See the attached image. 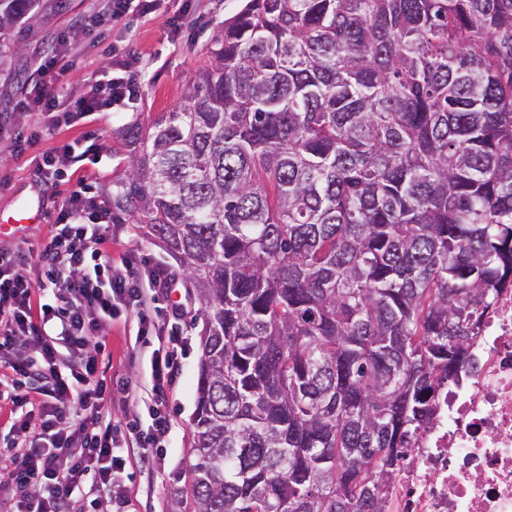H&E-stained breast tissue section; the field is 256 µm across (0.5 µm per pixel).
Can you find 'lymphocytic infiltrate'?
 <instances>
[{
	"label": "lymphocytic infiltrate",
	"instance_id": "f902f5d3",
	"mask_svg": "<svg viewBox=\"0 0 512 512\" xmlns=\"http://www.w3.org/2000/svg\"><path fill=\"white\" fill-rule=\"evenodd\" d=\"M83 26L52 33L48 49L17 102L0 117V144L29 155L41 181L75 185L54 211V231L38 249L0 251V399L28 404L11 425L16 456L9 480L14 512H93L106 496L115 512H127L125 470L162 448L171 432L165 387L177 365L180 337L167 318L153 315L158 289L177 278L164 263L130 251L112 252V210L92 189L84 165L101 161L96 131L34 153L44 131L89 122L129 99L136 73L119 60L113 72L72 94L60 61ZM42 300H35V292ZM136 308V338H156L145 388L153 402L147 430L130 424L118 434L106 404L112 388L99 376V336L119 308Z\"/></svg>",
	"mask_w": 512,
	"mask_h": 512
}]
</instances>
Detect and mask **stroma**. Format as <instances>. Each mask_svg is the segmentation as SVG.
Returning <instances> with one entry per match:
<instances>
[{"instance_id": "1", "label": "stroma", "mask_w": 512, "mask_h": 512, "mask_svg": "<svg viewBox=\"0 0 512 512\" xmlns=\"http://www.w3.org/2000/svg\"><path fill=\"white\" fill-rule=\"evenodd\" d=\"M94 0H39L36 21L23 40L14 34L0 36V115L12 112L20 92L32 73V60L49 33L68 28L74 20L90 10ZM243 0H158L155 13L147 18H130L116 24L104 38H79L73 49L75 66L66 79L74 94L100 79L111 54L127 56L137 62L143 76L136 85L137 98L132 108L123 112L97 115L91 127L100 135L104 151L111 160L95 172L97 185L104 195L112 193V179L121 174L126 156L120 150L118 131L122 125L146 120L148 115L171 111L180 104L196 72L210 63L209 48L224 27L225 18L233 16ZM186 11V28L173 33L169 19ZM8 179L0 185V215L11 216L16 209L50 213L55 200L70 189L68 183L43 187L27 158L0 152V176ZM117 251L132 250L150 259H166L161 243L148 234L145 225L126 220L112 237ZM172 299L183 303L186 312L176 323L183 341L179 370L166 391L167 413L172 433L169 445L155 458L144 461L141 468L126 470L123 480L135 492L136 512H172L169 494L174 472L186 469L191 462L192 417L195 410V386L201 360V304L193 285L176 288ZM125 310H118L111 326L99 338V369L112 380V422L125 430L129 419L141 425L150 422V404L131 402L125 385L145 381L150 372L153 345L137 342L125 322Z\"/></svg>"}]
</instances>
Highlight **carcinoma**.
<instances>
[{
    "instance_id": "cac0c4a2",
    "label": "carcinoma",
    "mask_w": 512,
    "mask_h": 512,
    "mask_svg": "<svg viewBox=\"0 0 512 512\" xmlns=\"http://www.w3.org/2000/svg\"><path fill=\"white\" fill-rule=\"evenodd\" d=\"M121 140L112 215L201 303L174 512H385L512 285V0H247Z\"/></svg>"
}]
</instances>
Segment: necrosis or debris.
I'll return each instance as SVG.
<instances>
[{
	"label": "necrosis or debris",
	"mask_w": 512,
	"mask_h": 512,
	"mask_svg": "<svg viewBox=\"0 0 512 512\" xmlns=\"http://www.w3.org/2000/svg\"><path fill=\"white\" fill-rule=\"evenodd\" d=\"M411 455L386 512H512V287L495 294Z\"/></svg>",
	"instance_id": "4bbe7bcc"
}]
</instances>
